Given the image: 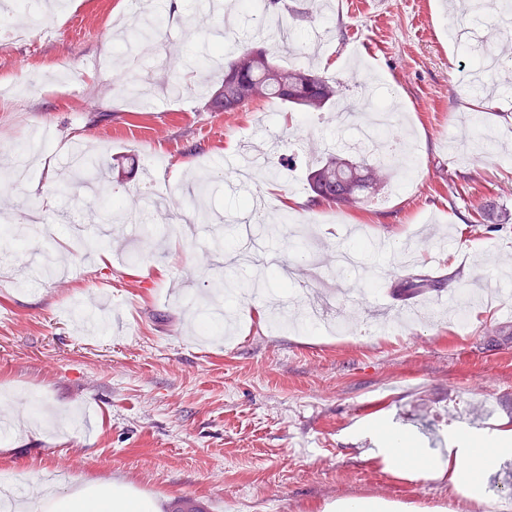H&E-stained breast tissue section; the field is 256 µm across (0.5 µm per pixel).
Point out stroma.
Instances as JSON below:
<instances>
[{
    "mask_svg": "<svg viewBox=\"0 0 512 512\" xmlns=\"http://www.w3.org/2000/svg\"><path fill=\"white\" fill-rule=\"evenodd\" d=\"M164 38L121 62L106 21L124 0H62L16 13L24 38L0 39V160L11 163L32 131L51 144L31 175L0 187V228L38 215L26 257L0 262V481L42 512L40 484L60 492L105 480L159 500L189 498L203 512H325L343 498H380L397 512H502L512 498V455L483 476L479 498L442 480L385 464L374 427L407 432L447 455L458 431L512 428V296L465 304L457 328L449 289L512 271V223L475 228L492 201L512 210V71L473 94L464 72L484 49L512 53L488 19L449 0H332L324 17L284 27L325 31L305 56L336 79L340 104H396L388 135L410 152L384 193L353 207L313 202L308 169L328 139L353 140L335 110L304 119L275 100L215 112L187 66L215 43L244 44L248 7L230 16L211 0H144ZM465 30L461 43L449 29ZM182 64L183 95L155 80L152 63ZM24 80H17V73ZM88 144L125 187V220L64 189L69 150ZM253 195L267 213L308 232L309 263L344 321L309 324L294 284L264 279L246 295L225 225L243 222ZM163 200L156 230L140 237V211ZM373 243L363 267L337 279L345 229ZM422 275L435 288L404 295Z\"/></svg>",
    "mask_w": 512,
    "mask_h": 512,
    "instance_id": "1",
    "label": "stroma"
}]
</instances>
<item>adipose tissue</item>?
I'll list each match as a JSON object with an SVG mask.
<instances>
[{
	"label": "adipose tissue",
	"mask_w": 512,
	"mask_h": 512,
	"mask_svg": "<svg viewBox=\"0 0 512 512\" xmlns=\"http://www.w3.org/2000/svg\"><path fill=\"white\" fill-rule=\"evenodd\" d=\"M380 434L385 443L386 463L411 469L426 479H447L449 486L457 489L477 485L499 457L512 455V431L491 436L459 432L462 453L447 458L415 447L404 432L384 427ZM43 497L54 512H160L155 502L117 492L106 483L85 485L62 497L48 483L43 487Z\"/></svg>",
	"instance_id": "adipose-tissue-1"
}]
</instances>
